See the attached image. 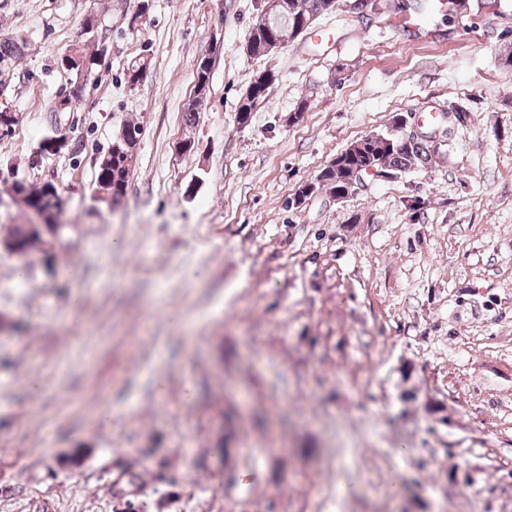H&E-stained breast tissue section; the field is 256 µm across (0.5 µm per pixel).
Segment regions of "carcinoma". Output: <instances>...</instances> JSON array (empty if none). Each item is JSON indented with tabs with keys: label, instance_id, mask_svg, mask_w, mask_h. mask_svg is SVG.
Here are the masks:
<instances>
[{
	"label": "carcinoma",
	"instance_id": "carcinoma-1",
	"mask_svg": "<svg viewBox=\"0 0 512 512\" xmlns=\"http://www.w3.org/2000/svg\"><path fill=\"white\" fill-rule=\"evenodd\" d=\"M367 2L369 14L360 20V23L366 26L385 14H398L405 10L416 13L422 8L423 0H410L407 4H402L398 0ZM336 3L337 0H283L279 17L271 18L263 14L250 28L247 39L250 55L256 59L270 55L272 50L268 39L271 38L278 44L282 43L284 31L288 30L293 35L299 34L300 23L314 22L321 15L336 10ZM24 47L23 41H0V61L20 58ZM65 57L71 61L66 71L74 75L76 80L62 104L75 109L81 104L86 82L95 65V58L93 53L79 44L71 47L65 53ZM194 78V104L184 112V121L188 125L195 124L198 114L196 104L207 97L210 73L198 70L194 72ZM274 80L275 75L270 71L265 70L256 75L239 104V123L244 124L248 121L251 112L261 104L269 85ZM141 135L142 129L139 125H124L113 137L109 150L98 161L96 192L104 195L105 201L114 207L119 205L125 196L131 161L139 147ZM438 156L439 152L433 150L432 145L425 139L404 142L394 135L369 134L364 140L363 147L356 146L342 152L339 161H331L312 181L304 183L299 195L306 199L324 189L338 195L348 189L351 182L359 181V175L369 167L393 175L402 174L424 166ZM13 192L15 198L32 213L33 220L27 224H10L5 227L0 243L9 248V253L23 258L36 246L44 245L57 236L60 225L54 223V220L60 212V197L49 190L46 183L38 189H31L26 184L17 182L13 186Z\"/></svg>",
	"mask_w": 512,
	"mask_h": 512
}]
</instances>
